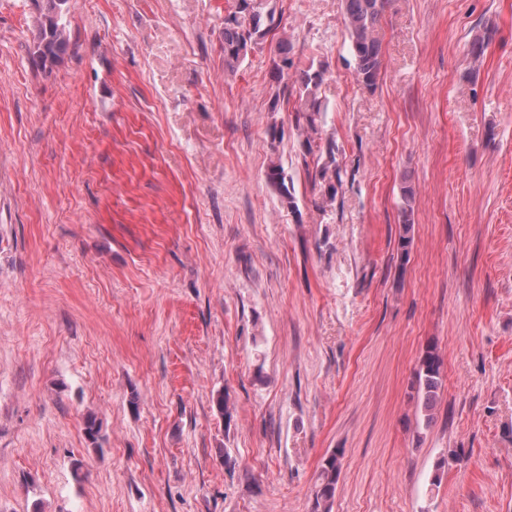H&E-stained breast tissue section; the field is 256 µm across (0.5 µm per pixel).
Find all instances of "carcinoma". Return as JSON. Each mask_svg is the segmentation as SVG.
<instances>
[{"label": "carcinoma", "instance_id": "1", "mask_svg": "<svg viewBox=\"0 0 512 512\" xmlns=\"http://www.w3.org/2000/svg\"><path fill=\"white\" fill-rule=\"evenodd\" d=\"M64 0H46L43 9L40 39L35 54L45 68L56 65L66 53L69 42L66 33L67 21L62 13ZM389 0H344V22L347 29L350 49L355 62L356 74L365 88L376 87L382 69L381 21ZM274 25V16L264 9L263 0H234L232 8L224 14V67L233 71L255 50L258 41L263 39ZM276 58L273 59L277 76L294 67L290 56L291 48L288 38H281L275 48ZM324 81V71L307 70L299 78L297 91L298 106L295 108L296 124L303 136L304 155L314 154L318 147L317 117L320 115L322 101L320 88ZM329 163L321 166L323 203L335 201L338 187L341 185V171L336 167L334 145L326 148ZM267 179L278 191L280 196L294 204L292 190L283 166L278 162L269 165ZM403 206L401 208L402 234L399 245L402 258H407L412 245V202L414 189L409 180L401 186ZM444 361L436 344L426 347L418 366L415 369L410 385L409 398L416 408L415 429L418 432L427 430L435 420L440 392L443 387ZM101 422L94 414L84 420V433L93 449H101ZM341 451L330 454L323 460L318 476V485L313 496L311 512H331L336 486L341 474Z\"/></svg>", "mask_w": 512, "mask_h": 512}]
</instances>
